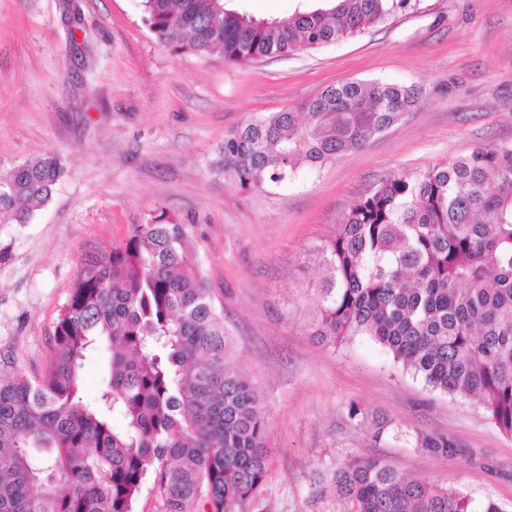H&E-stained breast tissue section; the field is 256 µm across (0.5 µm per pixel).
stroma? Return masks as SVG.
<instances>
[{
    "instance_id": "obj_1",
    "label": "stroma",
    "mask_w": 512,
    "mask_h": 512,
    "mask_svg": "<svg viewBox=\"0 0 512 512\" xmlns=\"http://www.w3.org/2000/svg\"><path fill=\"white\" fill-rule=\"evenodd\" d=\"M63 0H0V174L33 157L63 173L30 223L0 224V376L44 374L49 336L85 254L123 243L158 209L187 224L194 260L267 420L268 472L248 512H338L316 479L378 455L410 478L512 512V435L480 403L431 390L370 338L313 334L310 258L380 180L512 144V0H419L336 43L248 66L175 55L140 0H79L81 48ZM417 85L418 103L361 148L289 181L243 191L213 164L254 116L328 85ZM455 442L441 455L347 417L350 402Z\"/></svg>"
}]
</instances>
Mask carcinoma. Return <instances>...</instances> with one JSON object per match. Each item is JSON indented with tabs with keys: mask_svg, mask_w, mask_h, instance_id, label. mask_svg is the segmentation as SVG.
Returning a JSON list of instances; mask_svg holds the SVG:
<instances>
[{
	"mask_svg": "<svg viewBox=\"0 0 512 512\" xmlns=\"http://www.w3.org/2000/svg\"><path fill=\"white\" fill-rule=\"evenodd\" d=\"M142 6L171 51L248 65L340 41L414 3L315 0L270 21L218 0ZM419 96L416 85H329L227 135L214 171L247 191L279 184L362 147ZM61 174L45 154L0 177V224L29 223ZM187 238L186 225L161 211L124 243L86 255L45 374L0 378V512H134L147 482L161 512L201 503L204 512H248L267 475L265 414ZM314 262V335L334 345L369 337L432 389L477 398L512 435V145L477 146L379 183ZM94 348L106 351L107 370L97 403L86 405L76 395ZM385 434L414 448L455 447L383 419L374 438ZM329 492L340 512H503L492 501L477 511L463 491L408 478L378 457L344 458L321 483L320 496Z\"/></svg>",
	"mask_w": 512,
	"mask_h": 512,
	"instance_id": "cac0c4a2",
	"label": "carcinoma"
}]
</instances>
